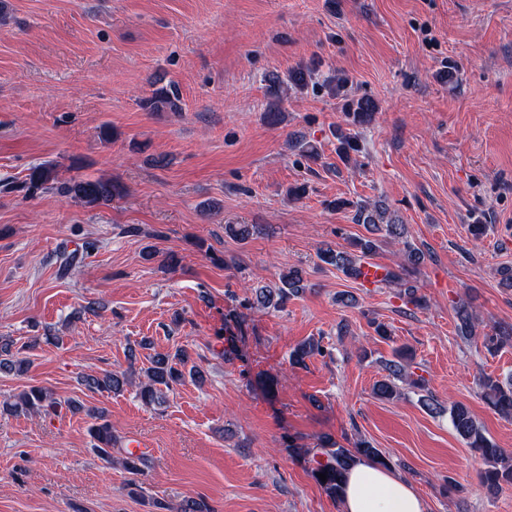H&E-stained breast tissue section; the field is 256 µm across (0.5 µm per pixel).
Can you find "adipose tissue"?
Returning a JSON list of instances; mask_svg holds the SVG:
<instances>
[{"instance_id":"adipose-tissue-1","label":"adipose tissue","mask_w":512,"mask_h":512,"mask_svg":"<svg viewBox=\"0 0 512 512\" xmlns=\"http://www.w3.org/2000/svg\"><path fill=\"white\" fill-rule=\"evenodd\" d=\"M342 512H427L418 491L392 470L361 459L344 475Z\"/></svg>"}]
</instances>
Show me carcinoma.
<instances>
[{
  "instance_id": "carcinoma-1",
  "label": "carcinoma",
  "mask_w": 512,
  "mask_h": 512,
  "mask_svg": "<svg viewBox=\"0 0 512 512\" xmlns=\"http://www.w3.org/2000/svg\"><path fill=\"white\" fill-rule=\"evenodd\" d=\"M306 81L305 73L293 70L288 73V79L272 80L268 88L271 101L268 113L272 120H278L280 102L290 85H301ZM179 88L168 83L154 89L150 96L142 99V108L148 112H179L181 107ZM375 104L369 98H361L349 106L348 117L355 126L365 125L372 121ZM339 141L338 152L344 161L351 159V153L358 151L357 138L351 134L336 132ZM28 184L31 191L54 190L64 196L77 199L89 207H98L112 202V198L121 194V190L109 179H71L59 181V171L52 163L34 166L28 174ZM355 221L366 226L370 236L357 237L350 241L349 249L334 250L330 247L318 252L321 262L333 265L356 280L366 260L379 247L380 239L401 242L406 237V225L402 224L399 216L395 215L383 204L355 205ZM423 262V254L419 250L406 246V264L400 269H388L382 279L386 284L405 285L403 297L406 303L416 307L423 305V298L417 296L415 288L408 285V277L412 270ZM305 288L301 271L294 269L279 277V285L271 288L261 283L250 286V296L244 299V304L263 309H280L288 298ZM459 329L463 338H476L477 318L470 312L469 306L461 302L455 307ZM512 342V327L492 325L482 333V345L490 354L497 353L501 348ZM323 352L319 341L308 339L298 344L290 353L289 360L293 365H303L305 360ZM189 354L186 349L179 347L174 353H158L150 358V367L145 371L144 378L137 384L138 394L147 405L165 402L167 391L183 382L189 376L197 380L203 379V371L197 365H188ZM411 354L408 348L397 350L395 359L386 363L388 378L379 382L375 393L381 399H391L400 394L398 383L407 384L419 391L425 390V380L409 372ZM27 366V360L19 353L12 351V343H0V370L22 371ZM81 384L91 392L119 393L124 386L132 384V380L124 374L105 372L99 376L87 375ZM481 396L486 404L505 417H512V375L503 379L484 374L479 378ZM10 412L35 413L54 415L59 403L48 389L31 386L17 396V401L4 403ZM88 416L94 420L89 428L95 442V450L103 457L112 458V447L116 438L112 436V427L105 419L102 409L94 408L88 411ZM449 419L453 430L472 451L481 454L488 463L484 471L483 482L492 492H497L505 485L512 486V455L506 450L496 447L484 434L482 427L467 406L455 403L449 409ZM367 458L376 464L386 467L388 462L380 451L366 440L359 441L355 448H344L330 441L324 442L314 453L315 466L311 474L315 482L331 497L338 498L342 491L343 477L350 463L358 458ZM149 460L143 454L130 450L119 459V465L132 477H137L148 468ZM327 475L322 481L319 474ZM158 512H214L213 508L203 499L193 500L184 507L178 508L159 501L152 502Z\"/></svg>"
}]
</instances>
